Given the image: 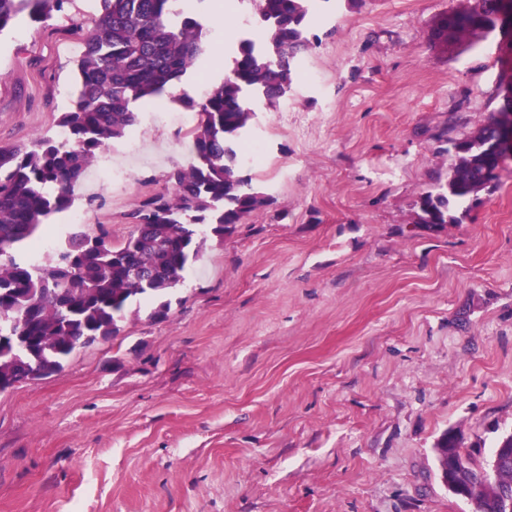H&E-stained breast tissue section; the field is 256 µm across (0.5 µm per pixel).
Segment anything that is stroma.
Listing matches in <instances>:
<instances>
[{
  "instance_id": "stroma-1",
  "label": "stroma",
  "mask_w": 512,
  "mask_h": 512,
  "mask_svg": "<svg viewBox=\"0 0 512 512\" xmlns=\"http://www.w3.org/2000/svg\"><path fill=\"white\" fill-rule=\"evenodd\" d=\"M461 0H328L277 105L257 101L250 169L268 205L208 237L171 297L57 374L0 392V512H474L435 448L477 465L512 434V165L455 224L418 223L455 141L500 107L512 32L445 54ZM97 0L0 33V146L54 134ZM197 12L231 63L250 0ZM223 81L208 56L112 141L124 181L83 179L85 230L121 243L136 200L186 166L184 128L151 109ZM442 442L440 443V448H448V455L455 460V462L461 467L466 468V472L470 475L474 480L479 479L480 475L483 474L484 471H487V467L484 468H474L472 466L471 458L468 453H466L462 446L461 441L454 435L445 434L442 437Z\"/></svg>"
}]
</instances>
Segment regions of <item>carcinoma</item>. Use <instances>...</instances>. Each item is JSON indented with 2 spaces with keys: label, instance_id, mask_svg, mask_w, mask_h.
<instances>
[{
  "label": "carcinoma",
  "instance_id": "1",
  "mask_svg": "<svg viewBox=\"0 0 512 512\" xmlns=\"http://www.w3.org/2000/svg\"><path fill=\"white\" fill-rule=\"evenodd\" d=\"M68 0H0V33L26 15L36 22L64 9ZM179 0H100L98 17L76 60L77 95L59 118L69 139L41 136L23 148H0V336H25V345L0 347V392L49 377L79 348L120 333L134 303L157 300L149 317L164 318L167 297L183 282L209 235L224 236L242 218L268 203L241 175L236 146L255 112L253 92L272 104L293 83L292 62L305 49L304 30L312 0H250L264 33L265 49L239 43L232 76L187 106L197 112L189 164L167 176L171 188L138 200L134 229L119 245L104 232L77 231L48 260L16 253L34 246L33 235L51 215L72 208L87 168L114 139L137 122L130 105L164 93L206 53L203 25ZM443 19L451 33L434 27L436 43L452 49L474 44L512 19V0H463ZM492 116L477 132L453 142L457 158L446 185L423 193L419 224H457L450 200L478 195L499 178L492 149ZM440 447L473 479L461 441L442 437Z\"/></svg>",
  "mask_w": 512,
  "mask_h": 512
}]
</instances>
